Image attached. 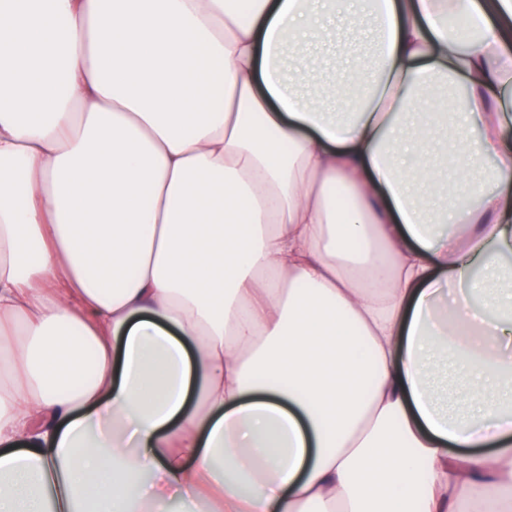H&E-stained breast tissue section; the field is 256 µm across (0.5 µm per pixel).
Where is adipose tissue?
Wrapping results in <instances>:
<instances>
[{"label":"adipose tissue","instance_id":"obj_1","mask_svg":"<svg viewBox=\"0 0 512 512\" xmlns=\"http://www.w3.org/2000/svg\"><path fill=\"white\" fill-rule=\"evenodd\" d=\"M336 7L0 0V512H512V0ZM332 25H336V48L326 56L315 55L313 61L309 64H298L295 70V78L299 84L324 82L326 78L340 69L350 52L363 48L370 39L368 28H363L360 31L346 30L341 27L338 16L332 19Z\"/></svg>","mask_w":512,"mask_h":512}]
</instances>
